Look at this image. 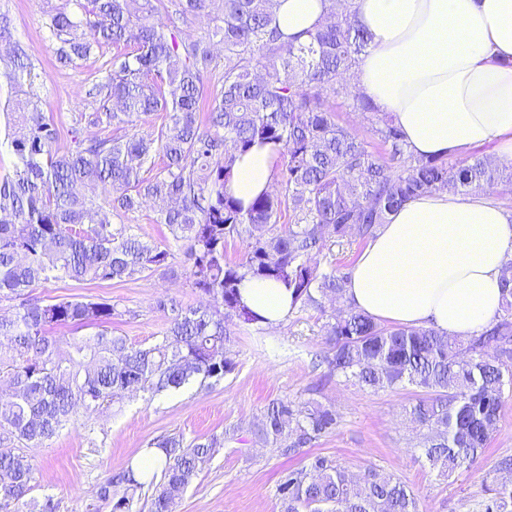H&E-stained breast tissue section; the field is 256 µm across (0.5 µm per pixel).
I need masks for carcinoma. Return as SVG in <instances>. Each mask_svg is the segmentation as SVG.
Masks as SVG:
<instances>
[{"label":"carcinoma","mask_w":512,"mask_h":512,"mask_svg":"<svg viewBox=\"0 0 512 512\" xmlns=\"http://www.w3.org/2000/svg\"><path fill=\"white\" fill-rule=\"evenodd\" d=\"M48 29L64 65L104 56L106 75L90 82V111L76 112L71 143L34 93L3 104L5 136L15 156L0 177V300L18 302L0 317V508L59 512L50 495L38 500L25 454L77 422L80 411L109 407L130 388L179 389L194 377L224 378L236 367L224 319L258 318L242 302L250 278L288 288L291 307L322 309L343 298L350 273L325 272L312 254L327 237L367 241L410 199L442 189L463 194L512 182V164L480 157L451 160L416 155L392 117L353 83L370 35L356 22V0L336 6L302 40H286L276 0H70ZM214 25L190 33L201 16ZM224 48L219 67L214 45ZM26 47L12 42L0 84L32 79ZM341 97L378 136L384 155L339 123L331 101ZM161 119L146 134L138 123ZM102 134L79 136L82 125ZM276 153L277 189L249 203L230 192L238 159L256 146ZM161 167L154 170L156 159ZM103 198L109 212L95 203ZM165 203L155 223L162 242L147 241L125 223L149 201ZM241 247V258L228 253ZM183 251L187 277L209 306L184 307L157 298L168 327L147 347L109 329L107 301L32 295L52 280L123 282L172 271ZM502 309L468 338L433 329L388 326L352 308L324 326L330 372L373 391L409 384L427 396L406 409L420 431L430 468L449 477L488 447L512 397V259L501 271ZM95 326L89 338L55 336ZM336 411L311 400H277L259 425L264 440L291 455L336 429ZM223 442L167 436L149 444L165 456L160 479L145 482L133 467L107 479L97 499L110 512H138L145 490L149 512H173L200 466ZM512 456L484 483L483 512H512ZM281 512H419L414 493L392 474L369 468L353 476L325 457L280 471Z\"/></svg>","instance_id":"1"}]
</instances>
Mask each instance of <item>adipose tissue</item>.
<instances>
[{"label": "adipose tissue", "instance_id": "1", "mask_svg": "<svg viewBox=\"0 0 512 512\" xmlns=\"http://www.w3.org/2000/svg\"><path fill=\"white\" fill-rule=\"evenodd\" d=\"M372 36L357 87L389 112L409 149L448 156L498 143L512 160V0H356ZM326 0H279L292 37L320 27ZM275 156L257 147L230 185L250 201L271 188ZM512 257V211L478 194L433 192L406 203L358 256L344 300L376 320L467 337L501 310L500 269ZM245 305L276 326L291 309L279 283L249 278Z\"/></svg>", "mask_w": 512, "mask_h": 512}]
</instances>
